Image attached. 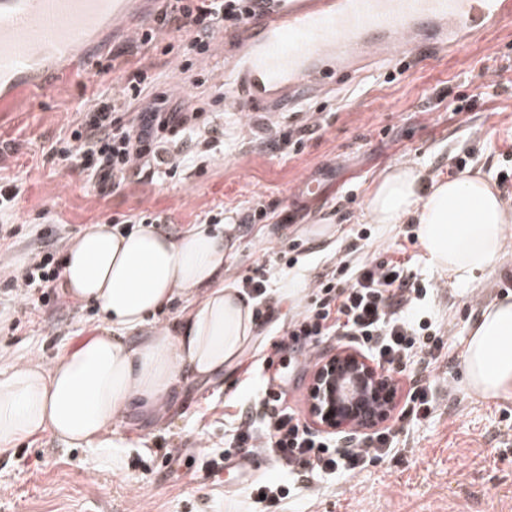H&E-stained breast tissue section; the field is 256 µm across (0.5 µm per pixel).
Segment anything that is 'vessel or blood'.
<instances>
[{
  "label": "vessel or blood",
  "instance_id": "b4317fda",
  "mask_svg": "<svg viewBox=\"0 0 512 512\" xmlns=\"http://www.w3.org/2000/svg\"><path fill=\"white\" fill-rule=\"evenodd\" d=\"M130 0H0V105L44 89L47 61H86L101 27L125 19ZM240 49L226 65L236 109L273 92L328 87L425 43L457 49L512 27V0H253Z\"/></svg>",
  "mask_w": 512,
  "mask_h": 512
}]
</instances>
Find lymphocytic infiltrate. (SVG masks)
Listing matches in <instances>:
<instances>
[{"mask_svg": "<svg viewBox=\"0 0 512 512\" xmlns=\"http://www.w3.org/2000/svg\"><path fill=\"white\" fill-rule=\"evenodd\" d=\"M251 15L250 0H161L153 26L142 30L127 51L112 56L111 68L124 82L120 95L98 94L71 135L51 147L50 161L86 173L101 195L133 178H175L187 135L204 130L216 138L221 129L204 108H186L167 92L152 90L146 67L131 66L130 59L142 47L160 46L182 57L183 70H190L194 58L209 52L216 28L245 26ZM163 35L168 38L164 44L159 41ZM347 252L313 283L303 309L288 324V345L297 353L328 336L346 339L381 372L406 373L409 390L399 416L427 420L433 404L426 373L439 360L443 342L412 311L429 288L405 261L360 256L354 242ZM59 277L55 251L40 250L20 274L0 279V289L46 303ZM396 445L387 426L344 438L311 429L273 391L260 400L258 417L242 419L229 442L234 452L260 448L289 471L316 477L363 469L389 456Z\"/></svg>", "mask_w": 512, "mask_h": 512, "instance_id": "lymphocytic-infiltrate-1", "label": "lymphocytic infiltrate"}]
</instances>
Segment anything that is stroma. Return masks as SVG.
<instances>
[{
	"instance_id": "stroma-1",
	"label": "stroma",
	"mask_w": 512,
	"mask_h": 512,
	"mask_svg": "<svg viewBox=\"0 0 512 512\" xmlns=\"http://www.w3.org/2000/svg\"><path fill=\"white\" fill-rule=\"evenodd\" d=\"M238 55L231 32L217 29L211 50L192 71L174 55L153 52L144 64L159 89L188 106L229 94L224 64ZM411 67L388 81L386 70L361 77L302 102L280 97L244 116L224 115V136L187 140L178 180H131L102 197L79 172L53 167L46 155L70 134L93 92H120L115 74L100 77L54 65L51 87L18 96L0 108V179L23 181L25 192L13 218L19 233L0 242V275L18 270L35 248L66 252L76 231L106 217L163 215L171 235L219 214L234 245L224 264L225 283L241 286L257 259L268 257L265 321L256 325L241 363L223 380L205 383L182 375L170 396V413L156 421L131 410L113 430L127 445L112 451V466L94 465L93 448H69L51 434L0 450V512H253L255 482H293L279 512H512V398H484L468 386L463 342L491 301L501 296L504 274H512V246L477 280L461 286L428 262L421 245L407 254L413 273L436 284L420 314L445 341L428 380L436 402L430 420L390 417L400 443L385 461L352 475L320 480L290 478L274 460L240 475L218 471L225 443L271 386L288 406L307 414L301 391L311 383L290 350L274 352L295 305L305 304L312 282L345 254L365 231L362 255L394 252L401 225L366 224L365 207L374 183L399 165L426 178L444 177L456 155L471 154L468 172L495 181L512 168L504 153L512 146V29L459 52L432 57L412 54ZM498 71L499 87L472 111L448 112L440 94L471 93L485 70ZM321 112V127L303 151L288 157L263 143V123L277 117L303 123L309 109ZM319 183L309 197L302 182ZM268 206L258 224L243 223L248 211ZM52 221L34 231L41 211ZM94 307L56 295L48 304H26L0 295V360L29 357L51 362L88 336ZM274 362L253 380L244 368L266 354Z\"/></svg>"
}]
</instances>
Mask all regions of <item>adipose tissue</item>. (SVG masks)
Returning <instances> with one entry per match:
<instances>
[{
    "label": "adipose tissue",
    "mask_w": 512,
    "mask_h": 512,
    "mask_svg": "<svg viewBox=\"0 0 512 512\" xmlns=\"http://www.w3.org/2000/svg\"><path fill=\"white\" fill-rule=\"evenodd\" d=\"M372 224L417 226L430 263L468 284L512 241V207L477 176L424 180L409 166L382 176L366 205ZM230 246L222 226L195 225L173 238L154 225L87 227L63 260L62 289L92 304L91 336L46 364L0 365V447L51 434L72 448H95L112 466L113 423L133 406L163 418L181 370L219 380L239 363L254 327L251 301L224 282ZM181 296L186 307L152 329L151 317ZM148 327L139 343L126 332ZM467 381L486 397L512 395V300L492 302L464 341Z\"/></svg>",
    "instance_id": "1"
}]
</instances>
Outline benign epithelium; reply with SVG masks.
I'll list each match as a JSON object with an SVG mask.
<instances>
[{
    "mask_svg": "<svg viewBox=\"0 0 512 512\" xmlns=\"http://www.w3.org/2000/svg\"><path fill=\"white\" fill-rule=\"evenodd\" d=\"M393 385L362 356L342 353L317 369L310 391L309 411L322 431H355L389 416Z\"/></svg>",
    "mask_w": 512,
    "mask_h": 512,
    "instance_id": "7a95c632",
    "label": "benign epithelium"
}]
</instances>
